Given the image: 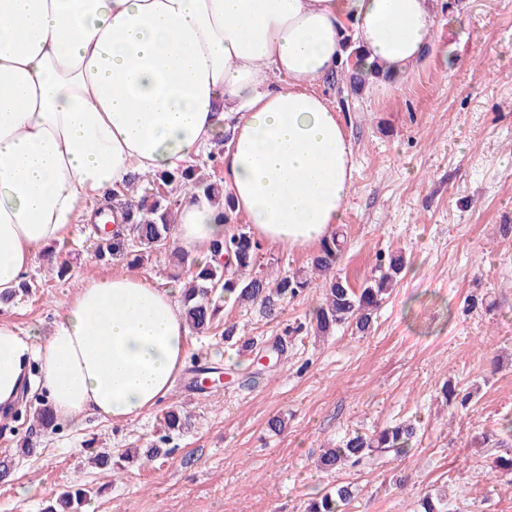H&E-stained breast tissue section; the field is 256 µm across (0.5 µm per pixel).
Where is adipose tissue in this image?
<instances>
[{
  "label": "adipose tissue",
  "instance_id": "adipose-tissue-1",
  "mask_svg": "<svg viewBox=\"0 0 512 512\" xmlns=\"http://www.w3.org/2000/svg\"><path fill=\"white\" fill-rule=\"evenodd\" d=\"M433 0H0V297L87 219L86 199L170 171L226 139L224 189L252 236L303 251L334 237L355 171L339 109L316 83L350 50L410 78ZM174 240L199 262L222 207L178 196ZM180 288L85 278L54 328L0 315V406L31 365L57 422L123 426L156 409L186 358Z\"/></svg>",
  "mask_w": 512,
  "mask_h": 512
}]
</instances>
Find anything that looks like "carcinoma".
<instances>
[{
  "mask_svg": "<svg viewBox=\"0 0 512 512\" xmlns=\"http://www.w3.org/2000/svg\"><path fill=\"white\" fill-rule=\"evenodd\" d=\"M186 189L197 191L213 201H224V209L232 210L230 197L224 196V185L199 174V168L187 165L154 175L143 182L133 178L123 190L130 192L124 206L126 237L133 249L132 265L140 264L147 255L170 247L174 243L175 196ZM344 235L323 244L310 266L278 276L274 279L262 273L258 265L260 245L250 233L242 229L224 239L211 243L215 262L199 267L187 253L172 249L175 266L184 271L181 302L189 327L206 333L218 321L220 305L213 301L216 292L233 295L247 305L260 306L262 313L277 317L283 303L296 299L310 288L312 281H323L324 297L313 306L305 322L286 328L290 334L309 330L317 335H327L335 328L347 324L365 334L372 325L373 315L391 294L403 266L402 255L378 256L374 275L363 287H350L347 280L338 276L336 266L344 248ZM125 245V237L112 238L98 244L96 258L103 260L114 255ZM441 392L450 404L466 408L470 394L461 393L447 382ZM168 432H182L188 426V417L179 409H170L164 415ZM417 426L408 421L385 427L372 434L355 432L343 437L334 448H327L318 459V467L325 473L372 464L377 454L392 452L405 456L412 449ZM88 490L75 488L61 494L57 507L49 512H79ZM356 489L349 483L338 484L333 490L312 499L306 512H346L355 498Z\"/></svg>",
  "mask_w": 512,
  "mask_h": 512,
  "instance_id": "cac0c4a2",
  "label": "carcinoma"
}]
</instances>
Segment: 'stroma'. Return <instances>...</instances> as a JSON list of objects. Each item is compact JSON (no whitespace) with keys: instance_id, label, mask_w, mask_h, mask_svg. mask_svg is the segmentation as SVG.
Segmentation results:
<instances>
[{"instance_id":"35a3bbf8","label":"stroma","mask_w":512,"mask_h":512,"mask_svg":"<svg viewBox=\"0 0 512 512\" xmlns=\"http://www.w3.org/2000/svg\"><path fill=\"white\" fill-rule=\"evenodd\" d=\"M433 7V40L405 83L383 96L324 85L355 156L337 271L358 288L378 255L405 258L370 334L342 326L302 336L260 374L254 354L225 344L221 328L190 333L163 406L123 427L87 416L38 430L32 414L46 392L33 385L0 426V461L10 464L0 512H46L76 482L91 490L93 512H305L338 483L356 489L349 512H420L425 496L443 491L453 512H512V472L497 465L512 443L494 440L512 417V0ZM95 242V225L73 224L58 265L35 258L30 292L5 309L19 328L51 330L56 305L91 275L132 271L161 288L173 278L167 253L132 268L124 255L97 260ZM321 293L314 284L274 320L228 300L221 318L265 345L304 320ZM200 366L220 368L222 382L201 389ZM447 381L470 393L466 409L445 402ZM173 406L190 425L167 439L161 421ZM277 416L288 423L280 433L268 428ZM409 419L420 431L406 458L316 469L345 434ZM162 440L168 455L118 472L87 462Z\"/></svg>"}]
</instances>
